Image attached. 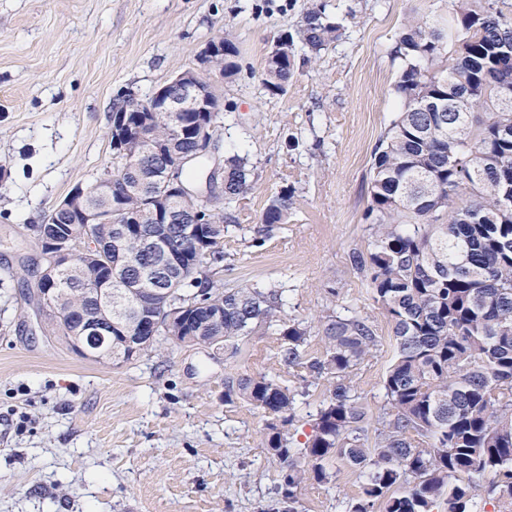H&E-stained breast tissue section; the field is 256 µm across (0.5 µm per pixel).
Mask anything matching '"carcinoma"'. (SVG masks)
I'll return each instance as SVG.
<instances>
[{"mask_svg":"<svg viewBox=\"0 0 512 512\" xmlns=\"http://www.w3.org/2000/svg\"><path fill=\"white\" fill-rule=\"evenodd\" d=\"M445 21L409 18L397 40L395 92L402 109L379 140L368 186L371 219L367 250L352 262L364 274L373 300L391 327L393 354L384 378L388 406L377 417L373 447L366 446L367 412L353 377L379 347L367 314L342 315L326 308L317 319L322 356L307 358L311 326L286 318L282 292L240 287L226 290L209 278L186 279L169 298L159 297L153 314L161 324L154 337L127 322L138 296L120 286L121 273L98 258L79 255L53 283L62 306L77 310L68 321L49 319L46 331L68 345L83 335L82 320L98 315L97 289L112 279V350L97 362H129L157 351L160 339L176 341L216 312L203 342L238 347L250 336H273L275 357L327 381L314 419V435L291 446L288 426L296 397L309 395L267 374L224 379V401L245 402L267 414L263 444L279 461L271 503L260 512H303L298 490L312 479L328 483L333 461L366 474L362 495L349 512H481L480 489L496 512H512V14L499 0H450ZM342 35L320 5L308 8L296 35L279 39L265 56L262 83L284 92L296 65L295 42L314 55ZM230 31L224 32V76L237 64ZM136 128L112 148V169L99 178V192L86 201L112 222L76 223L55 207L42 232L112 239L122 222L118 207L173 243L182 266L195 252L181 247L174 224H159L153 198L170 159L168 148L193 153L188 134L173 136L170 124L150 112H131ZM224 191L209 200L207 235L224 239V209L251 190L244 158L224 160ZM292 191L269 198L263 224H282ZM121 251L149 288L160 273L131 233ZM187 307L183 323L167 321L169 303Z\"/></svg>","mask_w":512,"mask_h":512,"instance_id":"carcinoma-1","label":"carcinoma"}]
</instances>
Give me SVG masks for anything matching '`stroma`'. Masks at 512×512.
<instances>
[{
  "instance_id": "35a3bbf8",
  "label": "stroma",
  "mask_w": 512,
  "mask_h": 512,
  "mask_svg": "<svg viewBox=\"0 0 512 512\" xmlns=\"http://www.w3.org/2000/svg\"><path fill=\"white\" fill-rule=\"evenodd\" d=\"M343 27L283 94L262 84L264 58L312 0H0V512H260L279 463L262 411L224 401L230 375L293 383L273 339L238 351L169 345L98 363L45 333L28 286L41 261L36 224L112 162L113 104L153 94L232 31L238 71L217 84V149L246 158L252 189L227 211L224 288L283 289L288 317L316 324L327 305L367 313L380 346L354 377L369 415L386 404L392 336L366 278L351 266L370 241L371 156L402 103L393 48L407 18L447 15L448 0H321ZM293 191L286 223L260 221ZM366 478L337 465L307 482L304 512H348Z\"/></svg>"
}]
</instances>
